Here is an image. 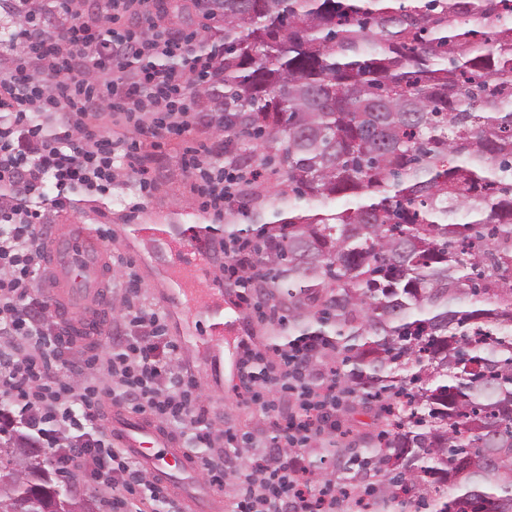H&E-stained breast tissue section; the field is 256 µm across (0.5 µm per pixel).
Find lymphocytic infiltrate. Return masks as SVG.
<instances>
[{
	"mask_svg": "<svg viewBox=\"0 0 512 512\" xmlns=\"http://www.w3.org/2000/svg\"><path fill=\"white\" fill-rule=\"evenodd\" d=\"M6 2L16 31L0 41V427H25L32 442L52 448L61 474L78 471L111 489L108 512H146L155 502L180 510L102 432L107 397L180 429L215 488H223L232 454L247 450L231 512H340L338 484L309 462L331 451L340 431L332 349L319 337H289L266 361L242 343L239 386L277 429L263 439L215 428L166 334L165 312L143 302L133 276L120 283L123 307L101 353L73 354L39 289L49 209H64L73 191L111 196L122 172L148 192L142 138L157 146L212 121L197 89L219 85L217 63L196 51L195 34L163 25L173 0ZM106 111L137 127L141 140L114 139ZM181 163L203 209L217 215L256 179L220 140L188 148ZM100 370L111 375L110 390L96 386Z\"/></svg>",
	"mask_w": 512,
	"mask_h": 512,
	"instance_id": "1",
	"label": "lymphocytic infiltrate"
}]
</instances>
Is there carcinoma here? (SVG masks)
<instances>
[{
  "label": "carcinoma",
  "instance_id": "carcinoma-1",
  "mask_svg": "<svg viewBox=\"0 0 512 512\" xmlns=\"http://www.w3.org/2000/svg\"><path fill=\"white\" fill-rule=\"evenodd\" d=\"M508 3H196L223 26L219 131L283 177L224 236L256 240L288 326L332 337L340 413L374 411L372 512H512Z\"/></svg>",
  "mask_w": 512,
  "mask_h": 512
}]
</instances>
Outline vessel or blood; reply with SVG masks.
I'll return each instance as SVG.
<instances>
[{
  "label": "vessel or blood",
  "mask_w": 512,
  "mask_h": 512,
  "mask_svg": "<svg viewBox=\"0 0 512 512\" xmlns=\"http://www.w3.org/2000/svg\"><path fill=\"white\" fill-rule=\"evenodd\" d=\"M135 233L143 240L164 245L168 269L181 286H189L214 269L215 261L206 246L213 238L212 226L188 219L178 232L165 224H138ZM50 277L46 294L54 313L69 320L75 332L97 339L102 335V310L109 304L104 288L107 282V253L98 228L93 224H67L55 232L49 246ZM186 312H201L209 323L198 342L209 345L222 341L237 330V321L224 316V308L212 295H196L183 302ZM106 424L114 437L135 456L154 477L167 484L188 506L190 512H207L206 499L191 493L179 477L190 462L184 449L178 448L164 431L148 418L120 410L106 414Z\"/></svg>",
  "instance_id": "obj_1"
}]
</instances>
